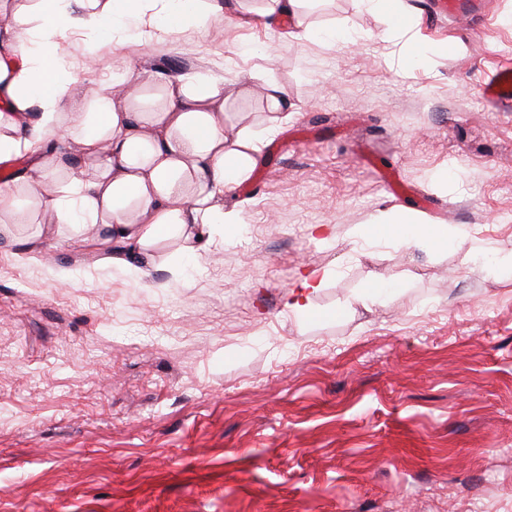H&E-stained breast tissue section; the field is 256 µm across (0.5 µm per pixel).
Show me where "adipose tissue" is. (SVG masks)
Masks as SVG:
<instances>
[{"instance_id":"obj_1","label":"adipose tissue","mask_w":512,"mask_h":512,"mask_svg":"<svg viewBox=\"0 0 512 512\" xmlns=\"http://www.w3.org/2000/svg\"><path fill=\"white\" fill-rule=\"evenodd\" d=\"M0 55V158L27 155L37 184L21 174L0 185V214L26 224L33 209L49 215L52 233L83 238L97 230L113 265L139 268L155 262L161 240H182L203 254L212 227H236L241 211L225 209V193L248 180L263 137L233 131L224 123V82L201 75L144 77L129 66L111 84L77 98L60 50L77 19L65 0H33ZM88 28L125 31L130 42L150 28H178L185 20L209 22L220 0H81ZM38 107L40 117L28 122ZM67 141L78 158L67 163L57 150ZM411 246L447 244L452 232L413 215L377 218L368 227Z\"/></svg>"}]
</instances>
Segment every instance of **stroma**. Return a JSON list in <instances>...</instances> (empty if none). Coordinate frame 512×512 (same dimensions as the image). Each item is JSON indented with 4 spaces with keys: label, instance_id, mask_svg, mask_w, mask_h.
<instances>
[{
    "label": "stroma",
    "instance_id": "35a3bbf8",
    "mask_svg": "<svg viewBox=\"0 0 512 512\" xmlns=\"http://www.w3.org/2000/svg\"><path fill=\"white\" fill-rule=\"evenodd\" d=\"M223 2L133 46L68 37L75 95L129 63L207 74L226 124L279 131L205 255L166 240L134 273L33 224L0 235V512H512V112L477 91L512 59V0L444 21L401 0L406 34L371 0ZM383 211L461 236L360 237ZM324 275L320 270H312L302 278L301 290L295 293L291 302L288 303V309L291 313L301 318H306L312 311L311 296L322 288Z\"/></svg>",
    "mask_w": 512,
    "mask_h": 512
}]
</instances>
